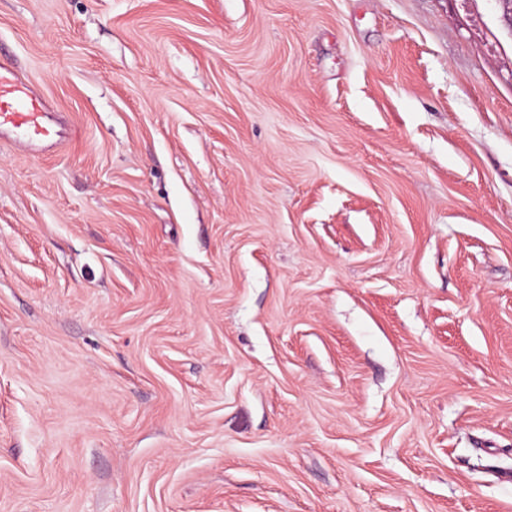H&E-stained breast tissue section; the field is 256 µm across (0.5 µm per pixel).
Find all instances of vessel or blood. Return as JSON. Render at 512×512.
I'll return each mask as SVG.
<instances>
[{
	"label": "vessel or blood",
	"instance_id": "vessel-or-blood-1",
	"mask_svg": "<svg viewBox=\"0 0 512 512\" xmlns=\"http://www.w3.org/2000/svg\"><path fill=\"white\" fill-rule=\"evenodd\" d=\"M11 131L28 143L58 142L61 133L48 104L14 64L0 58V132Z\"/></svg>",
	"mask_w": 512,
	"mask_h": 512
}]
</instances>
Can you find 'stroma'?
<instances>
[{"label": "stroma", "instance_id": "1", "mask_svg": "<svg viewBox=\"0 0 512 512\" xmlns=\"http://www.w3.org/2000/svg\"><path fill=\"white\" fill-rule=\"evenodd\" d=\"M0 512H512L496 0H0ZM58 122L49 105L14 64L0 58V132L13 131L27 143H58Z\"/></svg>", "mask_w": 512, "mask_h": 512}]
</instances>
